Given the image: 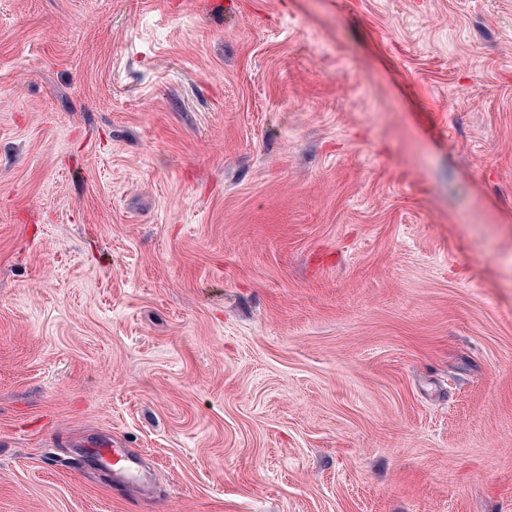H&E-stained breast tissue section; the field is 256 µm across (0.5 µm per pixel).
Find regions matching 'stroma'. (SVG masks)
Listing matches in <instances>:
<instances>
[{
  "label": "stroma",
  "instance_id": "stroma-1",
  "mask_svg": "<svg viewBox=\"0 0 512 512\" xmlns=\"http://www.w3.org/2000/svg\"><path fill=\"white\" fill-rule=\"evenodd\" d=\"M0 512H512V0H0Z\"/></svg>",
  "mask_w": 512,
  "mask_h": 512
}]
</instances>
